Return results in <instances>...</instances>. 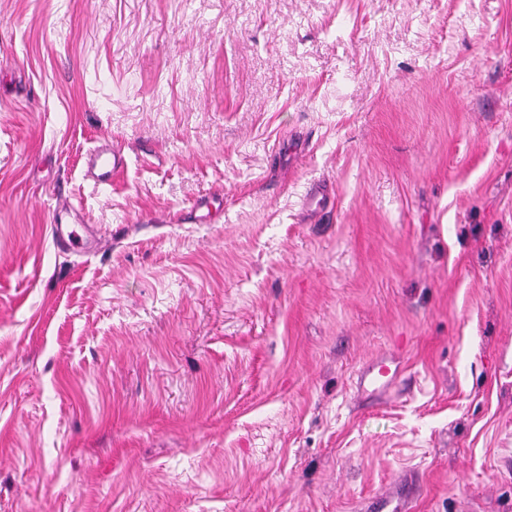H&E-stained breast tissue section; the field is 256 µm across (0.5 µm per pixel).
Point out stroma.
<instances>
[{
    "instance_id": "obj_1",
    "label": "stroma",
    "mask_w": 512,
    "mask_h": 512,
    "mask_svg": "<svg viewBox=\"0 0 512 512\" xmlns=\"http://www.w3.org/2000/svg\"><path fill=\"white\" fill-rule=\"evenodd\" d=\"M395 490L512 512V0H0V512ZM123 168L124 156L109 144H103L92 153L88 162V174L98 185L112 184V176L119 174Z\"/></svg>"
}]
</instances>
